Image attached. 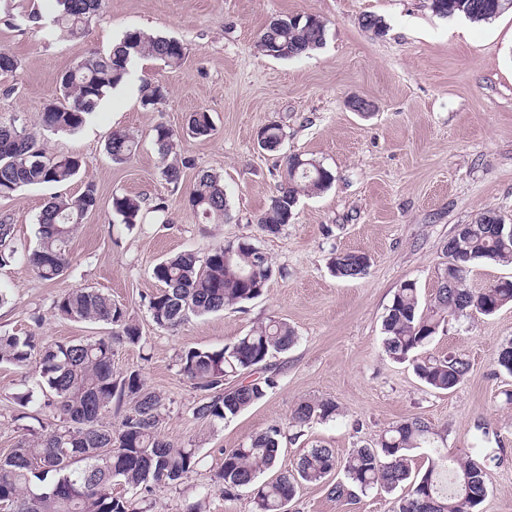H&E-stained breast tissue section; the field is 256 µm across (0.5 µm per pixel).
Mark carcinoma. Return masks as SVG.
I'll return each instance as SVG.
<instances>
[{
  "label": "carcinoma",
  "mask_w": 512,
  "mask_h": 512,
  "mask_svg": "<svg viewBox=\"0 0 512 512\" xmlns=\"http://www.w3.org/2000/svg\"><path fill=\"white\" fill-rule=\"evenodd\" d=\"M57 25L72 37L83 35L97 17L103 0H56ZM433 12L442 17L465 16L475 22L490 21L512 8V0H431ZM326 23L312 14L284 16L263 29L258 47L276 59L299 58L320 48L326 38ZM150 57L166 67L180 65L183 43L175 38L129 31L107 53L93 52L60 78V104H48L40 112V126L54 133L78 130L105 94L128 80L140 57ZM145 107L161 105L166 89L148 80L141 86ZM187 133L195 138L214 131L210 113L190 114ZM259 147L277 150L285 138L283 127L271 123L257 134ZM180 132L163 124L153 128L161 174L176 184L182 168L191 160L168 161ZM137 149L133 136L114 131L106 151L114 160L130 158ZM81 160L74 156L52 157L36 147V136L12 124L0 122V196H9L30 186L65 184L78 174ZM335 176L313 158L293 155L282 172L277 195L258 221L259 230L277 235L290 223L301 195L320 194L330 188ZM187 204L217 223L228 216V200L219 178L201 174L187 196ZM97 189L91 182L77 197L56 195L38 217L37 246L26 252L35 273L45 281L63 275L69 264V243L79 224L97 209ZM142 201L127 194L112 195V213L131 227L141 219ZM448 264L428 306H423L416 283L404 281L396 289L383 320L382 346L395 361L413 360L417 377L430 389L450 392L470 370L457 355L418 360L415 353L426 347L450 320L475 309L485 315L512 304V279H498L473 289L467 274L477 263L512 264V224L489 209L473 222L460 224L445 246ZM19 254L13 226L0 221V266ZM336 276L362 278L370 258L360 252L338 253L331 258ZM153 278L159 290L150 295L148 310L161 328H176L190 317L223 311L263 296L273 267L268 256L251 240L229 241L201 258L184 251L156 264ZM56 313L78 322H102L112 326V335L79 342L46 343L36 335L0 333V363L25 368L39 358L40 389L44 405L60 414L58 424L30 429L14 448L0 454V505L4 512H149L148 496L155 487L176 486L200 463L197 449L174 448L159 428L166 411L165 397L148 388L140 371L115 374L114 344L139 345V325L108 296L91 288H75L54 301ZM297 341L296 331L285 321L272 320L249 330L220 349L189 348L179 356L182 373L205 391L193 414L211 423L229 420L263 400L275 388L277 374L268 360L288 351ZM498 371L512 376V342L496 357ZM261 376L241 382L225 392L224 379L244 374ZM130 402L117 431L100 424L112 405ZM339 415L330 400H304L291 411L289 425L303 428L315 419ZM285 432L272 425L237 448L224 451L218 479L224 493L250 488L254 512H284L302 484H320L334 470H343L345 481L331 486L337 499H350L354 490L393 491L410 482L397 500L395 512H479L488 492L485 465L477 458L445 468L443 458L431 461L426 471L409 481L408 452L435 442L427 421L410 417L391 426L373 446L355 448L344 460L334 449L315 443L299 457L295 467L276 478L258 482L259 475L277 468ZM121 481L136 498L112 495V482Z\"/></svg>",
  "instance_id": "cac0c4a2"
}]
</instances>
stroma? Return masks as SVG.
Instances as JSON below:
<instances>
[{
  "instance_id": "35a3bbf8",
  "label": "stroma",
  "mask_w": 512,
  "mask_h": 512,
  "mask_svg": "<svg viewBox=\"0 0 512 512\" xmlns=\"http://www.w3.org/2000/svg\"><path fill=\"white\" fill-rule=\"evenodd\" d=\"M38 13L41 24L28 23ZM55 0H0V48L17 61L0 76V121L35 133L51 156L80 157V175L64 185L26 188L0 197V218L14 226L16 242L34 248L37 218L55 195L78 196L93 182L98 209L79 225L70 265L55 281L40 279L24 257L0 267V331L37 333L46 342L105 336L110 326L56 315L64 291L90 287L112 298L139 324L142 343L115 346V373L140 371L166 399L162 436L176 448H198L201 462L180 485L155 489L152 512H186L210 488L204 512H252V494L225 496L217 480L224 452L251 435L287 425L303 400H332L336 419L315 421L300 436L286 435L278 466L293 469L304 448L320 442L345 458L374 444L392 424L419 416L441 435L453 458L483 459L488 493L480 512H512V376L495 357L512 339V305L486 316L470 312L450 321L426 346L429 355L454 352L470 371L451 393L430 390L411 363L389 359L382 322L400 283L416 282L430 301L446 262L444 245L461 224L487 209L512 224V9L489 22L442 18L430 0H105L100 16L79 37L49 22ZM315 14L327 24L326 42L311 55L276 60L257 47L277 16ZM382 18L384 31L362 28L363 16ZM11 15L16 26L3 24ZM131 30L180 39L179 67L138 59L127 82L109 90L86 124L72 134L37 126L44 104L55 101L61 74L97 50H107ZM161 82L168 99L158 109L140 103L142 80ZM361 99L369 114L354 112ZM210 112L212 136L182 137L175 152L194 161L179 184L165 180L152 129H181L188 115ZM276 122L286 137L279 149L257 143ZM123 130L139 142L135 155L112 160L105 144ZM313 158L334 176L318 195L301 196L295 215L277 235H263L258 220L276 193L289 155ZM224 184L229 217L206 223L186 203L199 172ZM145 204L166 201L165 223L147 216L129 229L113 217V193ZM252 239L274 268L265 294L239 309L191 317L175 329L158 327L146 299L158 284L152 268L185 250L206 256L225 242ZM359 251L370 258L365 277L334 276L332 253ZM278 319L296 331V344L270 360L278 385L253 407L221 424L195 418L203 393L183 375L187 348L219 349L252 328ZM35 367L0 364V453L23 434L14 396L34 392L38 418L58 423L43 407ZM401 490H370L336 499L327 484H308L288 512H393Z\"/></svg>"
}]
</instances>
